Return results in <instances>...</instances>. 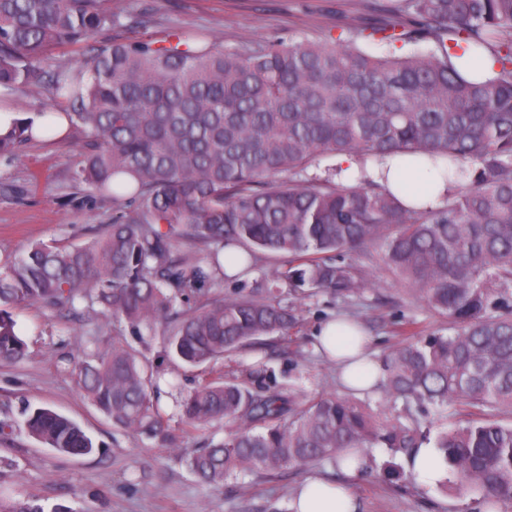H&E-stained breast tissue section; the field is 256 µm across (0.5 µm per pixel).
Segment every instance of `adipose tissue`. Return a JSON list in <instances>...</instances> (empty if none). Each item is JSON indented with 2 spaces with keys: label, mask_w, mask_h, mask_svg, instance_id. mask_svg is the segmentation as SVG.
<instances>
[{
  "label": "adipose tissue",
  "mask_w": 512,
  "mask_h": 512,
  "mask_svg": "<svg viewBox=\"0 0 512 512\" xmlns=\"http://www.w3.org/2000/svg\"><path fill=\"white\" fill-rule=\"evenodd\" d=\"M336 168L347 183H357L361 175H368L406 205L418 208L438 206L456 185L447 163L434 164L423 156L395 154L363 167L355 157L342 155L336 159ZM362 334L358 322L334 318L322 323L317 339L336 361L346 385L368 391L380 379L381 371L361 343ZM291 508L293 512H357V500L344 486L314 479L297 491Z\"/></svg>",
  "instance_id": "1"
}]
</instances>
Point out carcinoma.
I'll return each mask as SVG.
<instances>
[{
    "mask_svg": "<svg viewBox=\"0 0 512 512\" xmlns=\"http://www.w3.org/2000/svg\"><path fill=\"white\" fill-rule=\"evenodd\" d=\"M386 19L346 25L334 44L181 35L90 46L82 69L52 70L53 50L124 25L112 0H0V88H47L64 103L46 122L18 121L0 156L54 134L55 119L82 130L73 172L103 200L112 223L83 245L38 243L0 271V361L27 344L13 309L100 307L135 339L164 320L163 354L192 368L268 338L288 341L294 309L280 286L354 296L359 269L336 260L371 242L407 291L448 318L451 333L410 336L384 354L379 388L388 410L335 394L308 397L266 382L263 370L205 379L183 404L184 432L228 420L218 444L184 459L202 482L328 462L346 450L385 448L391 460L358 475L411 483L394 458L430 445L444 485L480 506L512 504V0H386ZM360 38L435 48L373 56ZM489 54L494 75L454 59ZM444 160L460 183L436 208H407L381 186L309 175L321 155L361 163L392 154ZM235 247L246 261L271 251L287 268L247 294L215 295L228 275L194 250ZM195 305L185 307L189 301ZM85 396L114 425L172 448L177 435L154 406V366L131 344L78 365ZM0 435L25 433L62 454L95 452L71 418L29 404ZM0 512H45L39 499L0 501Z\"/></svg>",
    "mask_w": 512,
    "mask_h": 512,
    "instance_id": "obj_1",
    "label": "carcinoma"
}]
</instances>
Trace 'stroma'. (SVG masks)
Wrapping results in <instances>:
<instances>
[{
  "mask_svg": "<svg viewBox=\"0 0 512 512\" xmlns=\"http://www.w3.org/2000/svg\"><path fill=\"white\" fill-rule=\"evenodd\" d=\"M378 0H114L125 18L119 28L102 31L94 44L126 42L141 36L173 38L184 33L217 34L225 44L246 39L265 43L278 38L322 43L338 38L343 23L374 24L382 20ZM84 136L71 130L63 139L22 146L14 157L0 158V266L23 255L36 242L81 245L100 225L111 223L112 205L92 190L75 184L73 171ZM382 246L346 254L361 267L370 289L362 296L341 298L327 290L305 293L282 288L281 302L295 309L298 322L287 341L225 357L214 367L228 378H244L261 362L273 370L277 384L314 396L346 394L334 363L318 351L321 323L344 315L358 320L371 338L373 358L402 341V330L447 332L448 320L422 301L409 297L400 281L384 269ZM27 356L0 362V419L16 416L21 401L51 408L79 423L97 446L86 456H68L26 434L0 438V499L40 498L46 512L57 505L69 512H288L292 494L312 477L348 480L359 512H470L471 501L440 485L396 486L366 477L345 478L330 464L291 469L278 477H256L248 490L238 481L214 487L198 480L182 459L209 441L224 438L215 424L181 436L176 450L113 426L111 419L85 397L66 359L82 360L111 350L113 326L102 314L84 308L59 313L44 305H23L13 312ZM166 323L155 325L154 338L141 349L156 370L154 396L173 428L182 425L177 404L198 386L197 371L162 355L160 336Z\"/></svg>",
  "mask_w": 512,
  "mask_h": 512,
  "instance_id": "1",
  "label": "stroma"
}]
</instances>
